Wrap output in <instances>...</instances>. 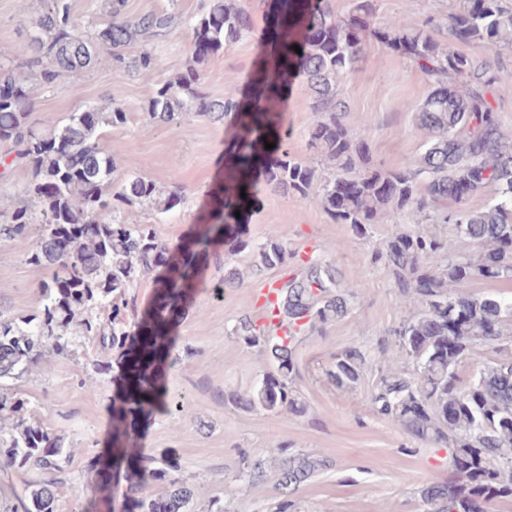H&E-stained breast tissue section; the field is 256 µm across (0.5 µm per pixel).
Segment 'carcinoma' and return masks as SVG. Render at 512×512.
I'll return each instance as SVG.
<instances>
[{
  "label": "carcinoma",
  "mask_w": 512,
  "mask_h": 512,
  "mask_svg": "<svg viewBox=\"0 0 512 512\" xmlns=\"http://www.w3.org/2000/svg\"><path fill=\"white\" fill-rule=\"evenodd\" d=\"M374 2L351 0L349 10L337 15L330 0L313 6L306 0H275L267 24L269 52L253 78L259 94L248 98L229 91L217 100L205 85L209 59L252 33L239 0H207L188 22L191 63L156 85L141 116L158 125L188 114L214 122L230 118L237 121L232 143L243 151H234L235 177L214 193L209 218L175 249L160 240L155 225L125 221V211L137 206L167 214L185 203L180 191H161L139 173L131 156L112 153V128L126 124L128 112L108 102L63 121H41L33 117L37 86L31 82L36 72L45 83L81 73L102 55L115 68L148 77L156 68L154 53L145 47L131 56L129 46L165 35L175 14L128 16L126 0H104L111 21L92 32L73 15L68 0H42L15 60L0 62V143L31 172L25 200L0 214V243L40 224L31 261L54 270L52 280L39 288V313L21 321L0 315V390L50 358L67 355L79 338L112 352L120 377L110 413L112 447L125 462L132 512H188L195 495L188 480L171 475L174 463L138 448L135 433L163 402L165 373L174 364L168 333L195 288L197 271L225 243L251 247L255 276L288 266V243L279 235L271 233L251 246L239 235L257 178L302 200H317L334 223L348 224L358 234L390 212L429 211L437 223L454 225L477 244L476 257H463L449 253L448 243L437 236L398 231L376 252L403 302L415 309L394 330L395 355L407 358L413 370L381 376L372 404L410 436L449 449L450 477L419 489L430 512H489L494 503L512 499V354L476 363L466 382L459 375L460 364L475 359L479 348L500 353L512 346V299L458 290L474 279L512 277V139L503 131L489 56L512 45V11L503 0H462L449 16L448 33L474 47L464 53L434 39L428 31L432 19L414 28L396 18L372 23ZM369 40L412 62L430 87L417 107L425 149L411 168L386 169L373 162L338 97L339 78L355 68ZM297 73L312 93L317 118L310 146L327 160V177L288 152L280 103ZM267 142L275 147L265 148ZM485 192L491 201L470 208V198ZM448 200L453 208L434 207ZM339 254L336 246L311 256L299 275L282 282L277 323L258 327L246 317L239 321L236 335L259 348L271 370L247 397L230 394L232 403L244 399L268 412H303L292 387L294 342L348 314L352 292L338 288ZM157 269L164 276L156 280L153 307L130 331L127 316L134 300L129 291ZM365 361L363 350L346 348L336 354L327 376L338 389L352 388ZM63 451L58 437L27 417L1 427L0 471L34 468L43 478L12 493L0 512H57ZM278 452L284 454L278 477L283 490H297L325 467L312 454ZM88 473L99 492H106L111 461L93 460ZM154 482L165 484L162 494H141Z\"/></svg>",
  "instance_id": "carcinoma-1"
}]
</instances>
